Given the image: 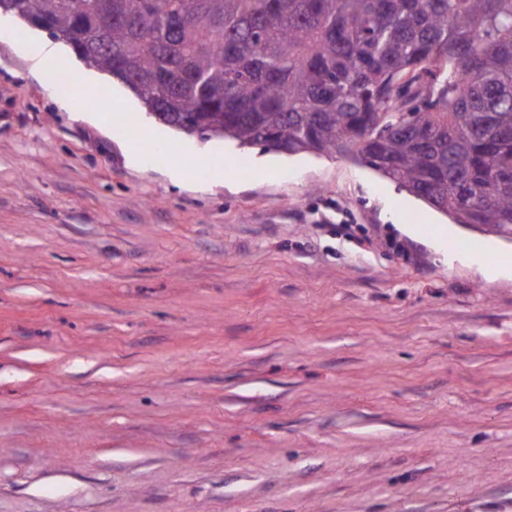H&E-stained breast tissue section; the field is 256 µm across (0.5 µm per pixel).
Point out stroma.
<instances>
[{"label":"stroma","mask_w":512,"mask_h":512,"mask_svg":"<svg viewBox=\"0 0 512 512\" xmlns=\"http://www.w3.org/2000/svg\"><path fill=\"white\" fill-rule=\"evenodd\" d=\"M21 27L0 15V512H512V275L438 232L512 238L92 82L138 117L129 159ZM214 156L238 175L211 185Z\"/></svg>","instance_id":"35a3bbf8"}]
</instances>
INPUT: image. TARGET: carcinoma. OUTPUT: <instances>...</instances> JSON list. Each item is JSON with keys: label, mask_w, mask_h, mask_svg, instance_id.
I'll list each match as a JSON object with an SVG mask.
<instances>
[{"label": "carcinoma", "mask_w": 512, "mask_h": 512, "mask_svg": "<svg viewBox=\"0 0 512 512\" xmlns=\"http://www.w3.org/2000/svg\"><path fill=\"white\" fill-rule=\"evenodd\" d=\"M163 124L343 151L459 224L512 219V0H0Z\"/></svg>", "instance_id": "carcinoma-1"}]
</instances>
